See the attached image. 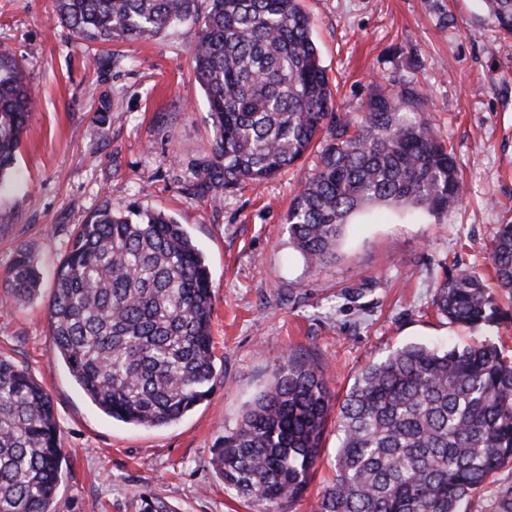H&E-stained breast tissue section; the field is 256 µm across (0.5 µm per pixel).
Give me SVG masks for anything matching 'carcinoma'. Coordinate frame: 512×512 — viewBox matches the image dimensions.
<instances>
[{
    "instance_id": "obj_1",
    "label": "carcinoma",
    "mask_w": 512,
    "mask_h": 512,
    "mask_svg": "<svg viewBox=\"0 0 512 512\" xmlns=\"http://www.w3.org/2000/svg\"><path fill=\"white\" fill-rule=\"evenodd\" d=\"M512 36V0H483ZM201 23L195 80L212 119L205 191L261 185L315 154L297 190L288 234L311 270L334 256L350 218L369 206L441 214L463 197L453 153L412 87L374 93L361 117L338 115L331 82L300 0H55L54 20L89 45L153 38L177 21ZM35 100L0 48V189L12 175ZM497 285L512 294V224L492 241ZM16 305L39 292L34 255L6 273ZM215 296L204 257L161 210L104 204L77 226L48 303L54 359L104 415L143 428L180 420L217 379ZM452 325L475 332L508 318L480 276L462 272L434 300ZM336 414V476L316 512H462L512 463V360L492 342L436 349L409 344L362 368L338 406L319 366L290 354L213 449L238 495L279 512L306 492ZM63 448L49 393L0 356V512H55ZM140 512H176L150 491Z\"/></svg>"
}]
</instances>
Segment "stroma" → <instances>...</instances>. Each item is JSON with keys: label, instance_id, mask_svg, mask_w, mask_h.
Here are the masks:
<instances>
[{"label": "stroma", "instance_id": "stroma-1", "mask_svg": "<svg viewBox=\"0 0 512 512\" xmlns=\"http://www.w3.org/2000/svg\"><path fill=\"white\" fill-rule=\"evenodd\" d=\"M338 113L357 112L378 87H416L422 119L437 128L465 183L457 210L412 219L382 209L350 224L335 257L307 268L285 215L315 158L220 203L191 187L212 157L211 119L192 74L199 27L177 24L139 42L90 52L51 27L53 0H0V43L9 45L37 101L15 170L0 191V277L17 247L39 259L33 302H0V352L50 394L67 458L56 512H140L149 489L177 512H258L211 464L288 353L311 354L333 399L360 369L405 344L464 346L487 339L512 355V317L473 332L433 305L463 270L491 278L492 240L512 223V37L483 0H303ZM162 210L183 224L208 264L215 296L218 379L210 396L164 428L101 413L53 358L48 303L54 273L77 224L102 204ZM334 424L320 466L285 512H315L334 475Z\"/></svg>", "mask_w": 512, "mask_h": 512}]
</instances>
